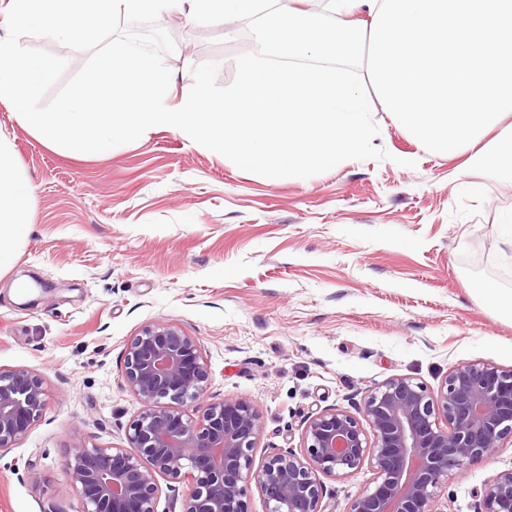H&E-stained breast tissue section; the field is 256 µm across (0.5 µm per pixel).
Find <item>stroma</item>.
I'll return each mask as SVG.
<instances>
[{"instance_id": "obj_1", "label": "stroma", "mask_w": 512, "mask_h": 512, "mask_svg": "<svg viewBox=\"0 0 512 512\" xmlns=\"http://www.w3.org/2000/svg\"><path fill=\"white\" fill-rule=\"evenodd\" d=\"M176 43L167 103L194 67L228 85L248 51L245 24L160 16ZM372 144L384 161L346 160L300 180L239 169L157 128L108 154L52 148L0 101V132L32 193L33 229L0 271V371L28 369L48 391L28 436L0 453V512H79L65 473L83 440L125 445L141 410L124 349L146 325L197 337L210 380L189 416L247 399L262 425L255 462L299 447L309 416L359 414L368 389L396 377L438 394L455 366L512 368V314L482 286L512 291L500 220L512 181L437 155L395 123L378 96ZM512 468V442L449 472L440 512H474L476 494ZM326 480L323 512H349L372 482Z\"/></svg>"}]
</instances>
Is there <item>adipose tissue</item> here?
I'll return each mask as SVG.
<instances>
[{
  "mask_svg": "<svg viewBox=\"0 0 512 512\" xmlns=\"http://www.w3.org/2000/svg\"><path fill=\"white\" fill-rule=\"evenodd\" d=\"M31 190L4 135L0 134V270L8 268L17 247L32 230Z\"/></svg>",
  "mask_w": 512,
  "mask_h": 512,
  "instance_id": "1",
  "label": "adipose tissue"
}]
</instances>
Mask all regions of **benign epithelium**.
<instances>
[{"mask_svg":"<svg viewBox=\"0 0 512 512\" xmlns=\"http://www.w3.org/2000/svg\"><path fill=\"white\" fill-rule=\"evenodd\" d=\"M124 381L142 406L127 446L68 448L80 512H158L160 477L191 481L183 512H247L251 482L266 512H321L324 480L365 466L372 486L349 512H438L448 472L512 438V369L484 362L451 369L436 397L411 377L388 379L366 391L362 417L325 410L305 422L303 446L280 448L258 466L261 422L247 400L212 403L196 419L183 410L209 382L197 338L166 322L144 326L126 344ZM45 408L39 375L0 372V450L26 438ZM477 497L475 512H512V469L491 477Z\"/></svg>","mask_w":512,"mask_h":512,"instance_id":"7a95c632","label":"benign epithelium"}]
</instances>
